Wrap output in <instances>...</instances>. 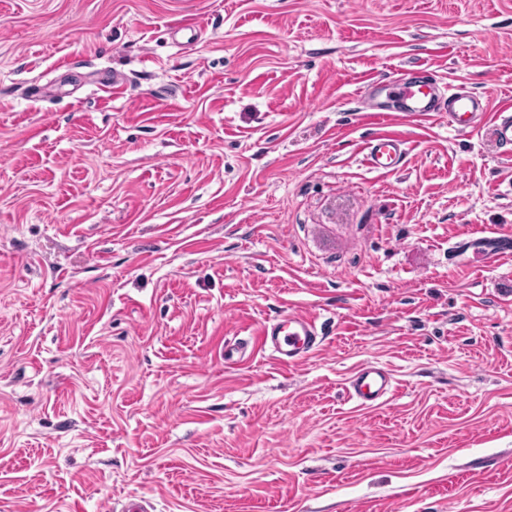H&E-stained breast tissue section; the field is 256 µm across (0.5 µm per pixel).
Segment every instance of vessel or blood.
Wrapping results in <instances>:
<instances>
[{
	"label": "vessel or blood",
	"mask_w": 512,
	"mask_h": 512,
	"mask_svg": "<svg viewBox=\"0 0 512 512\" xmlns=\"http://www.w3.org/2000/svg\"><path fill=\"white\" fill-rule=\"evenodd\" d=\"M368 88L384 92L399 104L391 111L379 103L365 109L370 122L386 124L415 115L435 111L438 95L435 86L407 78L392 81L373 78ZM448 122L461 132H475L489 127L500 146L512 145V101L490 105L483 96L457 89L448 92ZM408 151V141L402 133L377 134L366 147L364 161L368 168L390 171ZM512 237L496 231L473 233L460 246L461 253L472 254L486 260L498 261L512 256L507 242ZM322 339L314 317L296 312L283 313L278 319L266 323L252 339V351L272 352L284 367H294L307 360L320 346ZM348 393L363 406L385 402L394 390V381L384 367L369 362L356 370L348 380Z\"/></svg>",
	"instance_id": "b4317fda"
}]
</instances>
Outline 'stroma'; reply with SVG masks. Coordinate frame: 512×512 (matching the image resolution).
Returning <instances> with one entry per match:
<instances>
[{
	"mask_svg": "<svg viewBox=\"0 0 512 512\" xmlns=\"http://www.w3.org/2000/svg\"><path fill=\"white\" fill-rule=\"evenodd\" d=\"M411 71L512 98V0H0V512H512V259L448 261L512 158L442 111L369 170ZM364 150V161L368 168L392 171L399 160L407 154L408 141L402 133L383 132L377 134ZM322 342L314 317L285 312L252 338L251 352L271 351L281 366L290 368L307 360ZM347 390L360 405L371 406L387 400L394 390V381L384 367L368 362L351 375Z\"/></svg>",
	"mask_w": 512,
	"mask_h": 512,
	"instance_id": "stroma-1",
	"label": "stroma"
}]
</instances>
